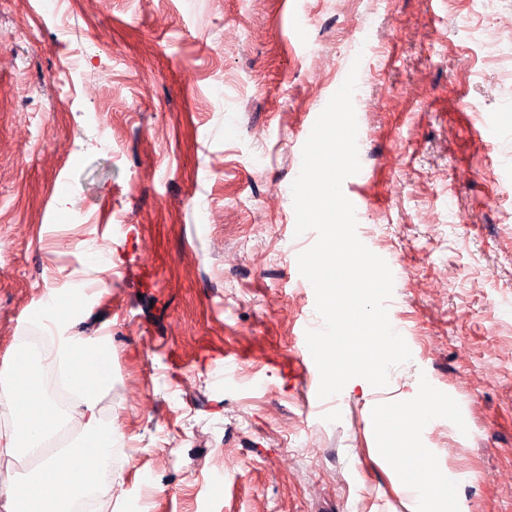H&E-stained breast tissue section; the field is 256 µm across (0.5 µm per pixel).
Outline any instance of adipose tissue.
Returning <instances> with one entry per match:
<instances>
[{
    "mask_svg": "<svg viewBox=\"0 0 512 512\" xmlns=\"http://www.w3.org/2000/svg\"><path fill=\"white\" fill-rule=\"evenodd\" d=\"M82 314L79 302L50 294L37 315L48 331L53 363L78 395L68 411H61L42 390L37 361L26 350H18L11 370L0 372V410L11 419L9 427L0 429V457L27 456L29 449L41 447L68 423H79L84 431L82 441L42 456L29 479L0 473V495L9 500L12 512H70L71 504L96 485L112 446V432L102 427L96 410L112 383V352L105 340L70 332V323ZM372 423L380 433L399 434L407 449L392 481L404 494L408 512H456L457 488L465 477L449 475L432 449L418 447L417 436L428 417L414 408L373 414Z\"/></svg>",
    "mask_w": 512,
    "mask_h": 512,
    "instance_id": "adipose-tissue-1",
    "label": "adipose tissue"
}]
</instances>
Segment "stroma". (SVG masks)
Instances as JSON below:
<instances>
[{"instance_id":"35a3bbf8","label":"stroma","mask_w":512,"mask_h":512,"mask_svg":"<svg viewBox=\"0 0 512 512\" xmlns=\"http://www.w3.org/2000/svg\"><path fill=\"white\" fill-rule=\"evenodd\" d=\"M472 2L0 0V371L83 286L128 448L99 512H406L367 409L421 394L463 512H512V0ZM356 60L343 193L411 359L321 400L291 184Z\"/></svg>"}]
</instances>
